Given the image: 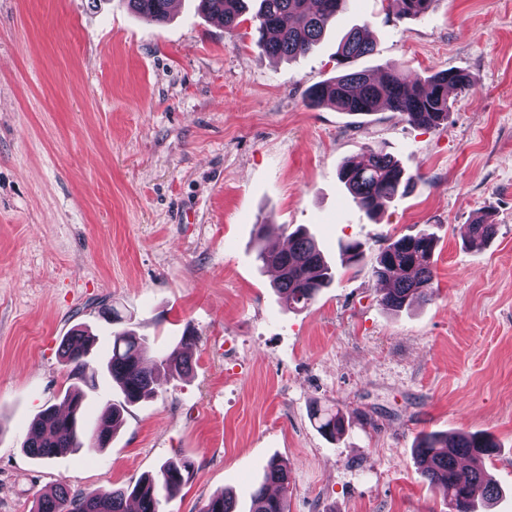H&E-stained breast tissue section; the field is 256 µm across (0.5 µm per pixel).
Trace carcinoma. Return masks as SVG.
<instances>
[{"instance_id":"carcinoma-1","label":"carcinoma","mask_w":512,"mask_h":512,"mask_svg":"<svg viewBox=\"0 0 512 512\" xmlns=\"http://www.w3.org/2000/svg\"><path fill=\"white\" fill-rule=\"evenodd\" d=\"M255 4L251 21L259 37L256 45L265 54L292 59L312 51L325 36L336 17L347 9L349 0H200L203 9L222 21L227 29H235L248 9ZM136 13L151 20L168 17L171 0H127ZM434 0H387V8L398 19L426 16ZM375 44L364 33V27L351 28L339 41L336 51L337 75L320 82L308 91L311 107L331 106L349 115H371L384 108L398 114L401 120L420 127L436 128L448 120L450 105L448 87L465 90L470 86L467 73L457 70L436 72L424 80H411L396 64H386L379 75L354 68L355 62L373 55ZM340 179L356 205L373 216L397 197L407 194L416 176L408 173L384 149L369 147L360 159L346 161ZM497 234V225L480 219L473 223L466 243L481 249ZM434 233L424 229L415 235L390 240L380 249L373 265L374 277L388 287L383 289L380 304L388 310H399L415 301H429L434 295ZM345 262L353 264L363 258L362 243L349 241L340 247ZM256 259L262 265L278 268L281 274L273 286L288 308H308L321 291L334 280L333 266L320 249L314 236L296 228L289 236L288 249L277 250L260 245ZM102 318L114 326L109 357L95 365L90 359L91 336L80 328L73 329L60 345V355L68 368V386L64 401L71 407L62 416L54 406L43 409L35 418L24 442L25 452L39 460H52L81 449L97 452L106 447L99 430L86 431L81 422L88 393L94 391L101 373L112 379L116 398L105 411L101 424L117 430L128 408L154 395V384L160 375H184L189 371L185 352L194 336L182 338L180 346L170 353L147 360L152 350L148 339L122 327L123 317L112 306H105ZM312 418L319 431L330 437L343 431V419L337 412L316 408ZM495 440L483 433H461L454 436L423 433L417 438L415 453L420 473L432 486L441 488L448 499V512H477L500 495V489L486 475L482 462L497 452ZM191 463L184 458L165 462L159 473L132 489H112L72 493L66 483H58L38 499L37 512H127L131 500L138 512H161L164 499L175 495L184 482V472ZM288 488V467L273 458L264 471L262 483L251 498L249 512H286L281 495H271L267 488ZM203 512H236V502L222 492L211 497Z\"/></svg>"}]
</instances>
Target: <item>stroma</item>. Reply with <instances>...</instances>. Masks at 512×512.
<instances>
[{"label": "stroma", "instance_id": "1", "mask_svg": "<svg viewBox=\"0 0 512 512\" xmlns=\"http://www.w3.org/2000/svg\"><path fill=\"white\" fill-rule=\"evenodd\" d=\"M197 5L173 0L159 24L125 0H0V512H33L60 481L132 486L175 457L193 466L162 512L223 490L248 512L274 458L288 512H448L413 455L424 432L491 434L489 512H512V0H434L401 21L350 0L291 62L262 54L253 22L228 31ZM356 25L376 44L357 69L470 76L445 125L307 107ZM367 146L416 177L373 219L338 179ZM479 217L498 232L475 251ZM260 225L270 246L305 226L336 264L308 309L278 300ZM423 229L434 296L386 310L375 257ZM354 240L365 258L341 267ZM104 303L155 353L197 335L192 368L159 377L103 451L31 458L32 421L64 404L63 337L80 324L94 361L111 351ZM316 406L343 415L342 437L317 430Z\"/></svg>", "mask_w": 512, "mask_h": 512}]
</instances>
